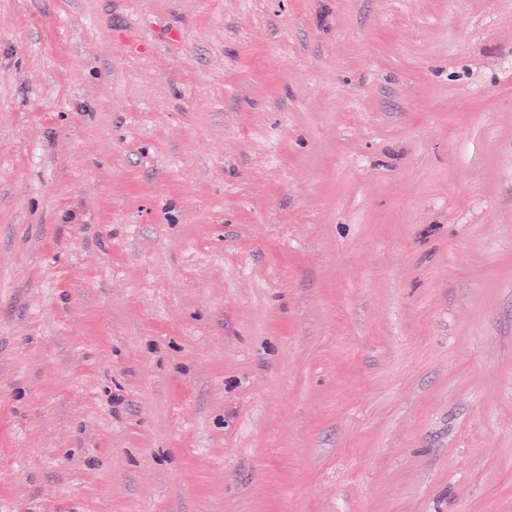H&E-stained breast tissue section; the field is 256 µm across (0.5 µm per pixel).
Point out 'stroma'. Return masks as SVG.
<instances>
[{
	"label": "stroma",
	"mask_w": 512,
	"mask_h": 512,
	"mask_svg": "<svg viewBox=\"0 0 512 512\" xmlns=\"http://www.w3.org/2000/svg\"><path fill=\"white\" fill-rule=\"evenodd\" d=\"M0 512H512V0H0Z\"/></svg>",
	"instance_id": "35a3bbf8"
}]
</instances>
